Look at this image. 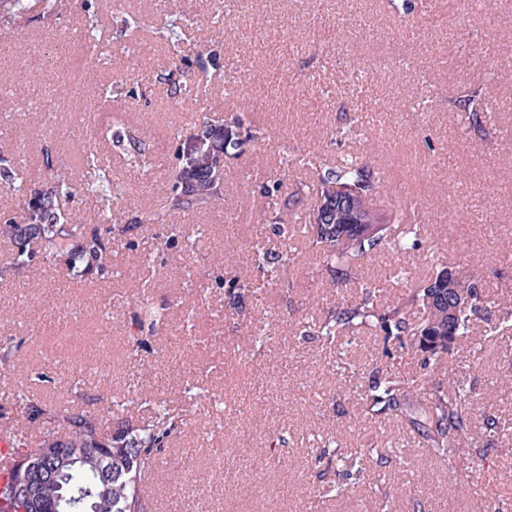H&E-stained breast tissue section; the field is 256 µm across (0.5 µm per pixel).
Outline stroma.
I'll use <instances>...</instances> for the list:
<instances>
[{"mask_svg": "<svg viewBox=\"0 0 512 512\" xmlns=\"http://www.w3.org/2000/svg\"><path fill=\"white\" fill-rule=\"evenodd\" d=\"M407 2L55 0L52 14L0 23V88L12 91L0 103V158L10 165L0 222L25 223L33 192L61 169L72 185L66 206L86 232L116 213L129 225L112 238L104 274L86 279L35 240L32 262L12 270L17 247L0 239V413L23 393L37 404L19 428L29 444L44 410L78 408L109 433L168 406L184 426L141 477L153 512H512V335L487 334L478 320L450 354L441 382L471 386L472 423L448 468L416 426L368 416L360 397L379 367L432 379L421 355L388 357L369 332L329 347L301 335V322L333 304L329 275L261 215L267 180L303 206L317 170L368 159L384 176L379 205L421 227L419 250L363 261L383 303L404 301L436 259L512 297V0ZM122 12L138 27H123ZM172 23L184 34L168 33ZM63 43L73 68L56 61ZM210 74L204 97L182 96ZM477 84L492 109L466 132L455 101ZM28 88L39 94L22 112ZM233 112L262 137L225 164L222 203L169 211L180 144ZM344 113L364 123L331 141ZM89 147L104 158V204L83 164ZM305 154L317 169L296 164ZM170 224L202 235L161 248ZM258 243L298 257L279 282L245 294V323L221 279L251 275ZM144 304L165 322L136 349ZM253 320L265 328L258 347ZM327 445L355 453L359 479L345 478L340 458L319 459Z\"/></svg>", "mask_w": 512, "mask_h": 512, "instance_id": "stroma-1", "label": "stroma"}]
</instances>
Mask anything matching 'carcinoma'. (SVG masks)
Instances as JSON below:
<instances>
[{
    "instance_id": "obj_1",
    "label": "carcinoma",
    "mask_w": 512,
    "mask_h": 512,
    "mask_svg": "<svg viewBox=\"0 0 512 512\" xmlns=\"http://www.w3.org/2000/svg\"><path fill=\"white\" fill-rule=\"evenodd\" d=\"M41 4L43 12H51L50 0H0V21L16 23L24 19L33 4ZM481 88L474 87L462 99V111L468 120L466 127L476 126L484 111ZM258 139L251 128H246L244 137L222 144V149L197 170H178L174 176L169 208L173 211L211 208L222 200L224 183V160L237 159L248 141ZM342 188H353L359 194V207L364 215L373 216L380 211L376 197L381 188V177L369 165L354 160L343 166L317 172L315 183L308 187V207L297 211L290 200L280 195V184L261 186L263 209L270 224L279 236L288 237V226L296 222L303 224L309 244L323 255L330 272V286L338 289L361 279L359 261L374 252L390 248L397 252H410L420 247L416 227L395 232V225L402 217L396 211H385V223L376 234L363 237L349 231V215L344 207L333 204L326 219L318 217V204L336 199ZM70 195V184L66 175H56L50 190L34 194L28 202L27 223L0 224V237H11L23 244L25 240L37 239L43 250L50 255L63 253L70 274L89 277L100 271L99 260L109 249L112 228L106 234H86L76 217L64 210V201ZM254 269L256 276L274 283L279 272L291 262L288 253H273L262 247L255 248ZM255 287V281L246 278L227 280L230 306L236 307L244 294ZM462 288L469 299L461 307L448 313V300L453 289ZM487 315L495 318L490 332L498 335L512 331V299L492 297L481 287L480 281L468 277L461 271L439 264L433 275L416 286L407 300L399 305L381 306L370 291L358 299L336 296V306L324 312L313 324L302 325L306 336H318L328 344L338 333L371 330L383 336L384 343L395 342L397 347L408 346L424 356V366L437 369L448 368V344L470 333L474 317ZM159 319L154 311L145 307L137 317L135 325L139 331L155 332ZM470 389L458 383L452 389L441 383H424L415 380L405 382L398 376L381 371L369 382L363 400L367 412L373 416L407 417L411 408L421 411L418 422L424 429L423 437L428 451L443 463L451 466L455 461L460 443L469 430L470 415L467 396ZM41 410L30 400L20 398L11 415L0 414V429L12 431L16 426ZM183 424L181 416L173 410L162 408L156 413L151 425L143 428L125 427L106 437L105 445L112 449V465L89 452L98 436V419L87 414L69 411L49 413L45 417L47 434L55 436L63 448H79L85 455L83 461L46 462L50 479L35 486L43 512H72L70 497L78 487H91L92 496L82 505L81 512H149V503L141 495L137 485V473L147 467L168 443V439ZM23 451L12 449L5 462L9 467V482L0 489V496L10 505L11 512H26L28 495L21 492L13 497L9 491L15 482L12 462Z\"/></svg>"
}]
</instances>
